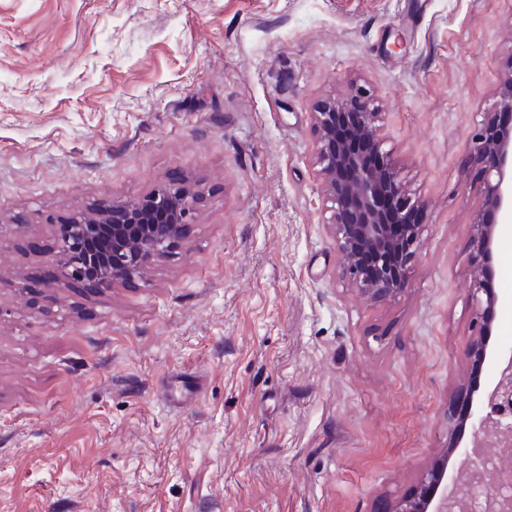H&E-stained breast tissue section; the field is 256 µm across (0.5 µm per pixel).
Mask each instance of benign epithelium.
I'll list each match as a JSON object with an SVG mask.
<instances>
[{
  "label": "benign epithelium",
  "instance_id": "7a95c632",
  "mask_svg": "<svg viewBox=\"0 0 512 512\" xmlns=\"http://www.w3.org/2000/svg\"><path fill=\"white\" fill-rule=\"evenodd\" d=\"M512 115V69L502 81L492 111L471 137L470 150L480 166L482 207L512 215V126L496 122ZM315 139L312 159L322 181L327 224L336 246L342 273L352 288L375 303L393 302L409 291L408 270L422 246L421 225L411 216L424 202L407 191L382 151L378 112L367 91L356 88L342 97L321 100L312 112ZM199 197L188 182L165 183L150 192L75 214L57 236L52 262L56 273L47 288L62 290L74 281L97 275L100 284L121 282L142 275L165 260L192 223ZM473 301L477 339L459 354V360L478 363L486 355L491 335L489 310L492 294L481 288L482 266L497 248L495 225L479 213L474 222ZM501 425L506 446L512 447V355L486 397ZM452 444L423 474L414 494L399 500L393 512H468L469 485L448 483V454ZM476 492L512 512V501L499 495L487 481Z\"/></svg>",
  "mask_w": 512,
  "mask_h": 512
}]
</instances>
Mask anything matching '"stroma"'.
Masks as SVG:
<instances>
[{"label": "stroma", "instance_id": "1", "mask_svg": "<svg viewBox=\"0 0 512 512\" xmlns=\"http://www.w3.org/2000/svg\"><path fill=\"white\" fill-rule=\"evenodd\" d=\"M512 0H0V512H384L512 352V217L476 383L469 140ZM375 96L422 248L400 300L344 280L316 103ZM202 185L163 262L48 290L74 211ZM172 375L199 393L168 406Z\"/></svg>", "mask_w": 512, "mask_h": 512}]
</instances>
